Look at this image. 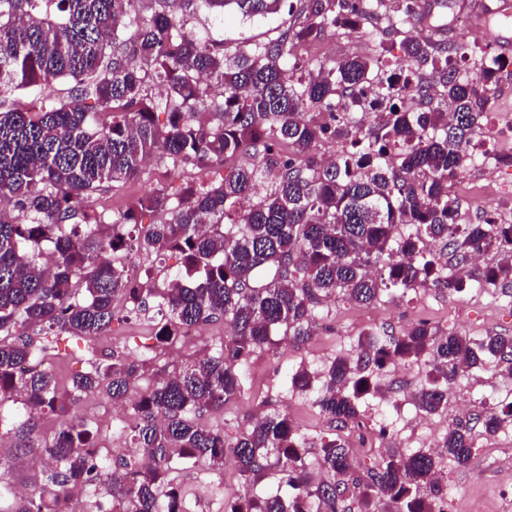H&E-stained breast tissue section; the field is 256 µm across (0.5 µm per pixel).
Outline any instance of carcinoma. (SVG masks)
Masks as SVG:
<instances>
[{"instance_id":"carcinoma-1","label":"carcinoma","mask_w":512,"mask_h":512,"mask_svg":"<svg viewBox=\"0 0 512 512\" xmlns=\"http://www.w3.org/2000/svg\"><path fill=\"white\" fill-rule=\"evenodd\" d=\"M137 0H0V91L49 88L67 79V101L36 98L0 110V401L16 395L60 418L51 439L39 435L33 416L8 430L14 447L38 452L54 467L27 493L0 490V512H69L72 487L81 483L110 493L112 512H184L179 466L192 462L220 470L231 458L242 487L275 471L288 492L256 496L245 491L224 501V512H375L385 499L393 512H441L447 488L435 478L438 458L418 450L390 455L362 476L338 436L304 437L286 414H268L230 437L203 417L237 398L244 367L258 350L276 351L278 337L304 343L322 316L325 299L343 295L369 304L385 293L405 295L437 287L460 292L466 282L455 268L492 243L498 262L471 272L479 287L512 283V224L459 223L448 179L473 163L469 135L478 126L495 83L497 64L479 62L470 79L448 65V45L406 41L415 64L404 90L425 100L405 105L379 56L324 60L305 78L294 42L316 40L329 27L358 21L371 0H305L294 21L249 57L230 61L184 28L177 11L224 17L232 6L244 17L278 13L286 0H155L160 11L143 21ZM413 0H396L393 16H374L368 34L391 40L396 22L413 15ZM137 29L131 57L123 32ZM435 72L434 87L422 78ZM209 78L220 88L213 103ZM376 83L387 106L374 128L336 115L344 93H366ZM166 92L160 103L152 94ZM346 151L323 164L324 142ZM290 146L292 155L282 147ZM261 150L255 164L229 169L218 186H202L167 204V195L139 198L112 213V231L83 211L105 182L136 178L154 157L172 166L184 160L226 159ZM271 192L247 208L257 186ZM169 218L143 225L149 212ZM83 212L84 227H65ZM136 250L164 258L177 252L184 273L162 288L132 282L125 270L130 229ZM448 250L441 263L425 241ZM161 314L155 347L176 343L203 323L222 320L220 352L166 374L136 393L153 358L112 356V362L78 374L72 390L58 391L44 369L19 368L47 351L28 330L45 331L48 345L95 339L117 319L116 301ZM512 359V336L471 340L438 334L420 320L399 336L369 333L355 356L336 357L323 375L298 368L287 377L336 428L362 426L359 400L379 389V375L394 365L428 361L431 370L417 395L422 411L448 404V391L466 369L483 359ZM104 393L124 403L136 454L113 464L100 458L88 424L70 414L84 394ZM488 433L512 423V402L476 415ZM440 456L466 466L474 448L472 427L448 428ZM323 476L317 478L314 469Z\"/></svg>"}]
</instances>
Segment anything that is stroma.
Listing matches in <instances>:
<instances>
[{"mask_svg": "<svg viewBox=\"0 0 512 512\" xmlns=\"http://www.w3.org/2000/svg\"><path fill=\"white\" fill-rule=\"evenodd\" d=\"M436 18L435 28L413 21L394 34V48L382 51L379 44L368 41L364 24L346 25L325 30L320 38L298 52V59L316 64L331 58L337 61L353 56L358 47H365L367 55H383L391 67H404L403 54L397 44L409 38L432 37L445 43L462 41L470 46L473 56L495 59L504 51L491 44L484 31L472 27L459 28L457 20L463 14L481 11L485 0H429ZM291 21L288 12L253 20L236 16L216 20L201 13L185 15L187 30L204 41L223 46L225 57L252 54L255 48L277 37ZM247 159L236 156L206 164L188 160L171 167L156 162L144 169L135 180L106 184L93 192L88 205L95 214L111 217L117 210L140 198L153 188L167 184L173 192L182 194L200 183L221 180L225 171L246 164ZM512 184V165L503 166L500 173L483 174L476 166L465 168L463 175L448 183V192L459 201L460 217L483 210L487 203L512 211V194L501 193V184ZM324 329L312 334L307 343L288 342L278 353L257 351L245 370V388L223 411L206 415V422L235 435L246 428L252 415L279 412L289 415L301 432L309 438L339 435L353 451L358 473L366 470L382 457L396 452L407 454L422 447L421 433L406 428V421L431 424L435 437H442L449 426L460 418H473L481 409L482 398L507 400L512 395L507 383L512 380V366L502 362L489 363L469 369L453 385L448 405L434 414L417 409L412 398L425 379L427 368L422 364L396 365L388 368L381 386L374 395L359 402L368 428L367 443H360L357 432L346 428L334 430L328 419L314 407L309 395L293 391L284 378L298 366L324 372L338 356L351 355L358 336L371 332L400 334L414 322L425 319L442 332H454L474 339L486 335L512 336V289L466 288L456 294L430 288L424 293H408L397 298L382 296L371 304H358L346 299L328 300L323 305ZM223 322H209L197 329L193 344L172 345L158 352L152 367L141 375L140 389L152 387L164 373L191 360L197 349L217 354L224 340ZM154 328L136 315L113 321L105 340H72L48 349L45 368L52 373L61 389H68L78 373L94 369L108 362L112 353L141 356L147 346L153 345ZM404 401L403 414L391 408L392 400ZM80 420L96 433L100 453L115 459L116 451L131 445L127 425L130 410L120 408L106 396L93 394L81 398L73 407ZM386 426V436H379V426ZM475 448L468 466L458 467L442 462L446 473L448 496L454 501L456 512H470L471 503H479L482 512H502L500 489L512 490V426L499 434L495 444H488L481 426H474ZM181 481L188 496L198 495L201 486L212 492L231 494L239 486L240 477L233 461H226L223 470L203 471L200 466L185 464Z\"/></svg>", "mask_w": 512, "mask_h": 512, "instance_id": "1", "label": "stroma"}]
</instances>
